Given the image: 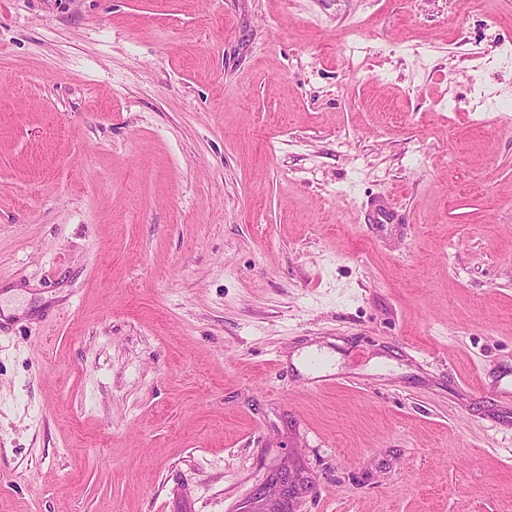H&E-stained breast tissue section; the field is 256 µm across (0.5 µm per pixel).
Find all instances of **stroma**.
<instances>
[{
  "label": "stroma",
  "mask_w": 512,
  "mask_h": 512,
  "mask_svg": "<svg viewBox=\"0 0 512 512\" xmlns=\"http://www.w3.org/2000/svg\"><path fill=\"white\" fill-rule=\"evenodd\" d=\"M286 466L512 512V0H0V512Z\"/></svg>",
  "instance_id": "stroma-1"
}]
</instances>
